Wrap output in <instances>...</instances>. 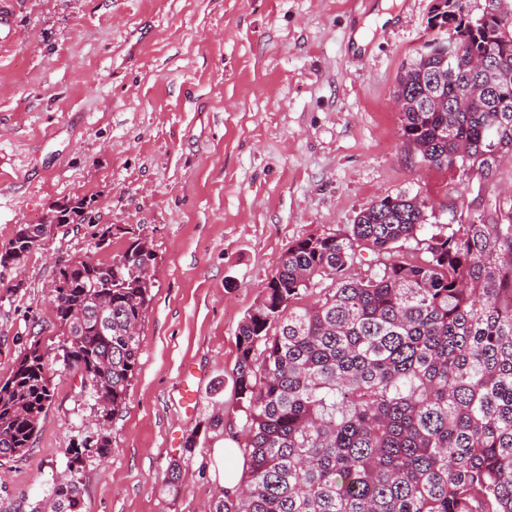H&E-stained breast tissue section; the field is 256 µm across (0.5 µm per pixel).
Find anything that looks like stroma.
Masks as SVG:
<instances>
[{"label":"stroma","mask_w":512,"mask_h":512,"mask_svg":"<svg viewBox=\"0 0 512 512\" xmlns=\"http://www.w3.org/2000/svg\"><path fill=\"white\" fill-rule=\"evenodd\" d=\"M14 3L16 38L0 43V252L55 206H88L0 266V380L24 348L57 346L62 264L108 263L145 239L138 369L110 455L80 474L85 512H205L225 470L246 472L235 332L291 242L346 231L398 195L424 201L432 235L462 207L512 201V155L481 183L420 166L403 144L393 95L433 36V0H392L383 24L381 0ZM54 383L30 451L0 464V512H31L96 429L79 375Z\"/></svg>","instance_id":"1"}]
</instances>
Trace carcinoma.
I'll list each match as a JSON object with an SVG mask.
<instances>
[{
    "label": "carcinoma",
    "instance_id": "1",
    "mask_svg": "<svg viewBox=\"0 0 512 512\" xmlns=\"http://www.w3.org/2000/svg\"><path fill=\"white\" fill-rule=\"evenodd\" d=\"M441 23L465 45L449 66L427 41L402 67L397 93L416 107L400 135L428 168L485 178L512 154V0L485 16L447 0ZM496 53L485 111H440L438 99L484 77L468 58ZM85 201L54 211L82 221ZM427 224L417 197L378 199L344 233L289 245L260 304L236 331L235 389L248 439L247 477L214 512H512V205L460 212L410 262L403 245ZM20 225L0 266L44 236ZM386 256L373 275L352 274L357 251ZM154 255L140 238L110 263L58 271L54 308L62 340L35 343L0 381V461L25 454L54 396L53 366L80 374L96 419L125 409L151 302ZM325 280L332 287L293 308ZM260 351V370L254 368ZM106 429L67 452L68 474L49 492L50 512H84L78 474L85 452L109 454Z\"/></svg>",
    "mask_w": 512,
    "mask_h": 512
}]
</instances>
